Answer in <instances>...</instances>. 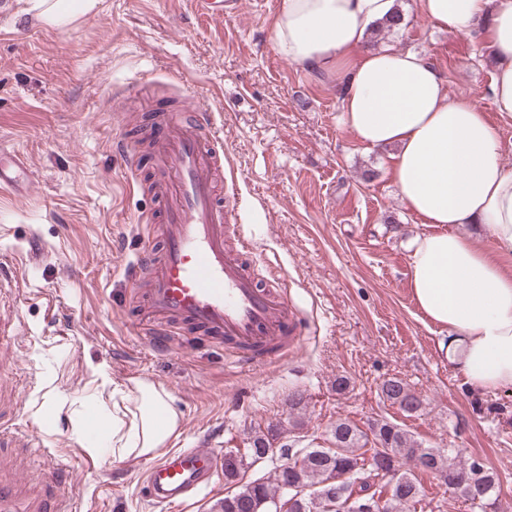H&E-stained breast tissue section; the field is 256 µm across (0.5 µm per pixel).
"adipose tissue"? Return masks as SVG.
<instances>
[{"mask_svg": "<svg viewBox=\"0 0 512 512\" xmlns=\"http://www.w3.org/2000/svg\"><path fill=\"white\" fill-rule=\"evenodd\" d=\"M48 28L96 13L100 0H28ZM421 15L460 37L481 32L496 62L495 111L512 117V0H419ZM395 0H282L276 51L306 68L342 78L341 110L364 150H386L405 207L429 233L410 242L409 283L421 311L448 333V359L480 390L512 387V170L485 112L443 91L434 63L393 46L368 48L367 36ZM488 228L492 248L475 231ZM109 419L113 458L157 456L180 425L162 385L139 380Z\"/></svg>", "mask_w": 512, "mask_h": 512, "instance_id": "obj_1", "label": "adipose tissue"}]
</instances>
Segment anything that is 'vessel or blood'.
I'll use <instances>...</instances> for the list:
<instances>
[{"mask_svg":"<svg viewBox=\"0 0 512 512\" xmlns=\"http://www.w3.org/2000/svg\"><path fill=\"white\" fill-rule=\"evenodd\" d=\"M219 130L207 108L193 119L166 113L153 139L154 194L161 206V253L144 248L129 268L144 286L148 309L163 318L149 339L171 347L196 330L221 343L226 356L260 368L287 356L301 339V319L280 282L260 279L253 247L219 196L224 166ZM27 167L0 150V189L17 187ZM224 459L208 447L176 449L151 465L146 487L157 503L184 502L206 490Z\"/></svg>","mask_w":512,"mask_h":512,"instance_id":"b4317fda","label":"vessel or blood"}]
</instances>
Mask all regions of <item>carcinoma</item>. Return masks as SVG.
<instances>
[{
	"instance_id": "cac0c4a2",
	"label": "carcinoma",
	"mask_w": 512,
	"mask_h": 512,
	"mask_svg": "<svg viewBox=\"0 0 512 512\" xmlns=\"http://www.w3.org/2000/svg\"><path fill=\"white\" fill-rule=\"evenodd\" d=\"M382 398L412 416L422 409V401L398 377L385 380ZM333 447L323 448L311 441L296 450L285 445L275 447L277 431L254 436L249 448L252 461L280 459L266 479L254 480L219 502L220 512H270V505L283 502L287 512H328L329 494L344 492L342 501L355 498L361 503L374 498L383 502L379 512H416L422 502V490L416 470L410 468L407 453L417 454L421 472L440 470L448 473V482L464 476L475 495L464 499L468 512H493L496 509L500 480L480 458H462L455 449L418 448L401 425L377 420L363 431L357 425L338 421L331 430ZM244 469L242 456L224 453V481L232 484Z\"/></svg>"
}]
</instances>
